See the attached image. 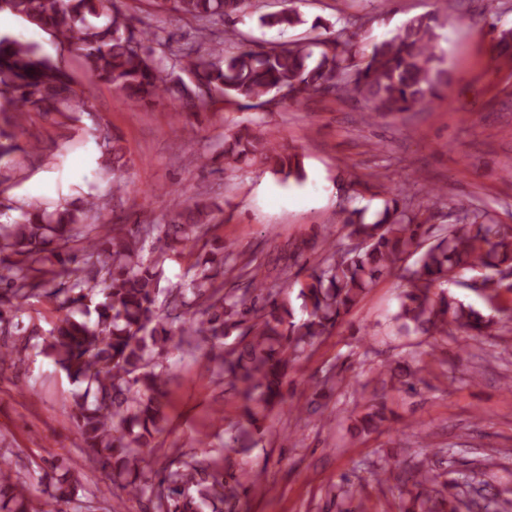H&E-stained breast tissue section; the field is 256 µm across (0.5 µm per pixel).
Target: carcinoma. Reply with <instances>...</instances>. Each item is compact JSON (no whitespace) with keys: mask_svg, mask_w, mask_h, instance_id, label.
Listing matches in <instances>:
<instances>
[{"mask_svg":"<svg viewBox=\"0 0 512 512\" xmlns=\"http://www.w3.org/2000/svg\"><path fill=\"white\" fill-rule=\"evenodd\" d=\"M156 16L170 13L196 23V39L180 48L170 66L155 46L172 41L163 25L138 26L118 0H0L8 12L71 47L82 59L85 75L122 92L133 104L178 95L184 110H206L217 102L248 109L271 103L299 105L314 95L361 98L380 113L430 108L448 84L439 66L438 20L413 17L370 48L361 49L348 26L317 18L322 29L311 44L271 43L227 49L244 40L234 29L215 31L221 18L233 21L261 9L259 0H153ZM498 32V55L512 59V26ZM261 25L293 28L306 20L295 9L263 13ZM76 93L70 74L50 64L35 44L0 36L1 111L12 113L9 129L0 128V156L18 148L16 131L32 108L53 109L77 120ZM101 165L120 169L117 139L99 135ZM274 163L283 179H304L302 156L279 152L273 132L254 133L237 125L224 137V165ZM214 203H180L165 224H90L89 214L103 209L94 196L85 207L53 210L37 203L21 208L19 217L0 224V366L21 361L20 349L8 340L21 335L17 318L27 300L45 296L60 313L43 339L41 352L84 386L74 393L71 417L88 456L112 487L146 499L156 512H234L241 498L267 490L262 474L209 457L170 460L153 470L143 449L152 447L167 421V386L175 378L169 363L174 352H187L207 369L224 376L241 400L240 420L230 427L224 449L237 451L238 435L260 429L267 412L285 402L288 371L299 353L314 346L347 316L378 279L399 273L402 286L393 321L402 336H423L436 352L438 336L455 332L490 337L502 311L499 292H512L500 274L512 270V227L497 223L482 210L464 205L463 220L450 224L433 241L429 227L409 199L387 198L374 217L366 210L342 207L345 241L330 244L332 230L294 240L286 260H298L327 245L324 256L302 281L264 275L249 259L238 281L224 289V247L201 251L187 278L168 287V261L192 250L206 235ZM80 242L72 249L68 244ZM406 255L416 256L401 267ZM467 272L477 273L478 291L491 303L488 314L448 293L444 285ZM298 287L303 317L298 319L290 288ZM392 387L418 392L425 384L421 368L397 361L380 370ZM387 417L372 402L356 418L355 434L377 432ZM450 470L419 462L404 470L403 483L417 512H455L446 479ZM36 494L26 479L0 467V512H48L51 505L76 501L82 485L66 462L56 459L40 478Z\"/></svg>","mask_w":512,"mask_h":512,"instance_id":"carcinoma-1","label":"carcinoma"}]
</instances>
